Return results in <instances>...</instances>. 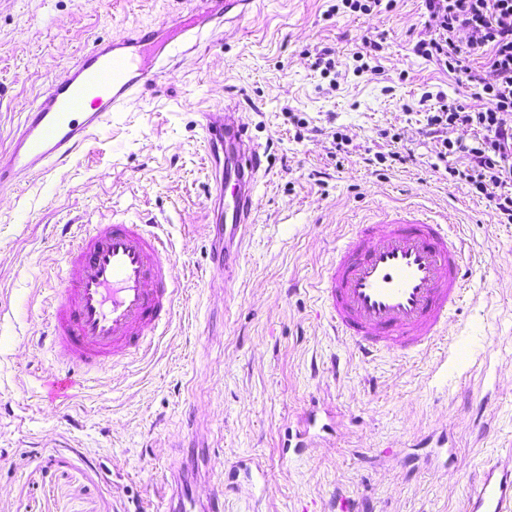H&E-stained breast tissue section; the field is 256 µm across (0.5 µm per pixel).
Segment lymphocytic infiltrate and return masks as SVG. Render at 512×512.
Instances as JSON below:
<instances>
[{
    "instance_id": "1",
    "label": "lymphocytic infiltrate",
    "mask_w": 512,
    "mask_h": 512,
    "mask_svg": "<svg viewBox=\"0 0 512 512\" xmlns=\"http://www.w3.org/2000/svg\"><path fill=\"white\" fill-rule=\"evenodd\" d=\"M433 27L431 38L414 51L441 69L464 71L471 93L466 101L440 102L428 110L426 127L439 135L440 160L448 164L450 183L465 182L486 199L505 223H512V0H424ZM466 41H459V32ZM480 59L463 68L466 58ZM459 126L475 136L465 143L451 139ZM463 157L465 167L449 165Z\"/></svg>"
}]
</instances>
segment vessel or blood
<instances>
[{"instance_id": "1", "label": "vessel or blood", "mask_w": 512, "mask_h": 512, "mask_svg": "<svg viewBox=\"0 0 512 512\" xmlns=\"http://www.w3.org/2000/svg\"><path fill=\"white\" fill-rule=\"evenodd\" d=\"M255 0H219L208 15L229 23L232 10ZM198 23L195 12L171 17L163 28H136L119 39L93 42L25 108L9 151L0 156V190L76 162L81 145L112 113L142 103L175 62ZM238 104L203 113L208 157L224 156L215 175L213 219L224 226L225 282H232L240 246L253 222L257 190L268 174L259 145L238 123ZM62 286L42 337L68 370L88 376L112 368L148 346L173 320L177 292L171 244L159 224L66 222ZM465 241L449 214L403 208L378 211L353 225L337 247L318 291L334 331L363 359L429 349L448 330L473 269ZM315 411L304 413L289 445L300 456L313 447ZM168 512H224L213 497L200 500L178 484ZM466 512H512V466L490 462L467 499Z\"/></svg>"}]
</instances>
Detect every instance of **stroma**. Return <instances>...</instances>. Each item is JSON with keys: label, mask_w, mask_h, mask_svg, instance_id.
Returning <instances> with one entry per match:
<instances>
[{"label": "stroma", "mask_w": 512, "mask_h": 512, "mask_svg": "<svg viewBox=\"0 0 512 512\" xmlns=\"http://www.w3.org/2000/svg\"><path fill=\"white\" fill-rule=\"evenodd\" d=\"M336 0H258L234 25L203 23L194 50L148 90L147 111L113 113L79 161L0 194V512H165L169 470L205 454L202 493L224 512H466L481 467L512 464V224L449 185L426 135L423 94L464 98L457 74L414 51L429 38L422 0L334 13ZM194 0H0V155L22 107L97 39L160 27ZM382 43L378 70L352 54ZM335 50L336 71L313 65ZM272 171L259 190L230 284L211 279V181L200 112L227 97ZM348 139L337 149L334 132ZM407 155L375 168L374 153ZM452 213L475 275L449 337L426 354L367 363L323 318L317 283L342 238L378 209ZM166 225L179 293L148 355L76 385L49 386L38 343L59 283L68 219ZM335 409L322 448L282 454L310 405ZM447 429L454 465L381 456ZM260 462L258 487L228 491L224 472Z\"/></svg>", "instance_id": "stroma-1"}]
</instances>
